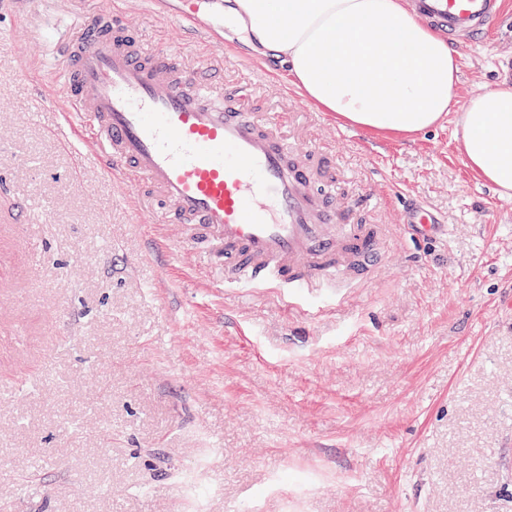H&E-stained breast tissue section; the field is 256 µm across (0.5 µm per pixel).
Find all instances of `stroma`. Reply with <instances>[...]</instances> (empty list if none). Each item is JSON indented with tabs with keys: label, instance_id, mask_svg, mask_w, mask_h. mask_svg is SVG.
<instances>
[{
	"label": "stroma",
	"instance_id": "35a3bbf8",
	"mask_svg": "<svg viewBox=\"0 0 512 512\" xmlns=\"http://www.w3.org/2000/svg\"><path fill=\"white\" fill-rule=\"evenodd\" d=\"M150 0L149 44L250 78L244 111L332 161L386 265L338 298L223 286L151 193L64 145L39 74L70 0L0 11V507L5 512H512V198L465 164L453 118L411 138L343 125L234 33L192 49ZM457 49L454 108L512 81V0ZM434 209L443 237L398 222ZM52 262L33 276L35 251Z\"/></svg>",
	"mask_w": 512,
	"mask_h": 512
}]
</instances>
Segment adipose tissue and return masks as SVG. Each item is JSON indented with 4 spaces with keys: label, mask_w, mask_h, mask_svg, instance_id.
Returning a JSON list of instances; mask_svg holds the SVG:
<instances>
[{
    "label": "adipose tissue",
    "mask_w": 512,
    "mask_h": 512,
    "mask_svg": "<svg viewBox=\"0 0 512 512\" xmlns=\"http://www.w3.org/2000/svg\"><path fill=\"white\" fill-rule=\"evenodd\" d=\"M224 21L300 95L352 127L420 134L456 112L467 167L512 197V84L454 109L457 54L403 0H231Z\"/></svg>",
    "instance_id": "1"
}]
</instances>
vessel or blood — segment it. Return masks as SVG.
<instances>
[{"label":"vessel or blood","instance_id":"vessel-or-blood-1","mask_svg":"<svg viewBox=\"0 0 512 512\" xmlns=\"http://www.w3.org/2000/svg\"><path fill=\"white\" fill-rule=\"evenodd\" d=\"M410 5L449 40H477L504 0ZM121 14L84 0L55 48L65 140L92 132L101 173L156 192L181 247L220 269L225 287L335 296L383 266L381 228L350 222L348 209L333 205L321 154L278 138L277 114L240 109L252 81L213 92L209 78L178 66V51L147 48ZM166 20L204 42L223 36L224 2L175 0ZM403 222L416 238L434 233L438 220L418 205Z\"/></svg>","mask_w":512,"mask_h":512}]
</instances>
